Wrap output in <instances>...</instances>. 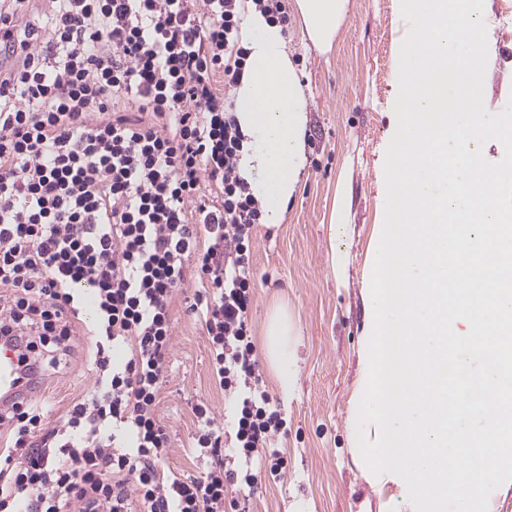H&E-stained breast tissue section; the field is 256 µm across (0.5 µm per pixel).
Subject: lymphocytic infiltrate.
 I'll return each mask as SVG.
<instances>
[{"mask_svg": "<svg viewBox=\"0 0 512 512\" xmlns=\"http://www.w3.org/2000/svg\"><path fill=\"white\" fill-rule=\"evenodd\" d=\"M31 2L0 0V340L41 382L74 355L90 291L96 378L56 425L37 397L0 405V512H239L226 489L254 487L253 460L285 465L248 329L261 204L224 105L249 54L242 0H50L34 25ZM191 272L235 412L197 402L216 464L167 480L156 409Z\"/></svg>", "mask_w": 512, "mask_h": 512, "instance_id": "obj_1", "label": "lymphocytic infiltrate"}]
</instances>
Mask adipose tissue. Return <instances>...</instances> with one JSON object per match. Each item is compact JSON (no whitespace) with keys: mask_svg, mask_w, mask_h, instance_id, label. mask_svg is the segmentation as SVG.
Segmentation results:
<instances>
[{"mask_svg":"<svg viewBox=\"0 0 512 512\" xmlns=\"http://www.w3.org/2000/svg\"><path fill=\"white\" fill-rule=\"evenodd\" d=\"M348 5L349 0H294L300 25L319 51L332 50ZM243 28L249 58L234 89V116L242 135L238 174L260 199L264 223L280 224L307 167L308 100L282 27L268 22L250 4ZM290 332L287 311H274L266 328L264 352L284 389L290 388L297 373Z\"/></svg>","mask_w":512,"mask_h":512,"instance_id":"obj_1","label":"adipose tissue"}]
</instances>
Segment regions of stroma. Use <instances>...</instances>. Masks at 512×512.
<instances>
[{
  "label": "stroma",
  "mask_w": 512,
  "mask_h": 512,
  "mask_svg": "<svg viewBox=\"0 0 512 512\" xmlns=\"http://www.w3.org/2000/svg\"><path fill=\"white\" fill-rule=\"evenodd\" d=\"M484 20L495 57L484 101L498 113L512 97V8L504 0H484ZM403 31L396 0H349L334 49L322 53L304 37L296 15L288 17V51L309 101L308 165L284 223L254 227L256 290L248 311L255 358L283 420L272 446L286 466L258 483L245 512H409L403 484L367 481L352 452L359 354L369 319L363 293L385 210L383 152ZM339 202L349 221L334 226L330 217ZM197 287L192 278L176 294L173 348L157 407L172 440L160 467L167 478L197 476L207 467L192 448V405L203 400L217 414L231 412L211 371L200 318L187 310ZM278 308L288 312L298 356L297 378L287 393L264 355L268 317ZM92 322V311H85L78 353L36 390L50 423H58L94 383L87 334Z\"/></svg>",
  "instance_id": "1"
}]
</instances>
